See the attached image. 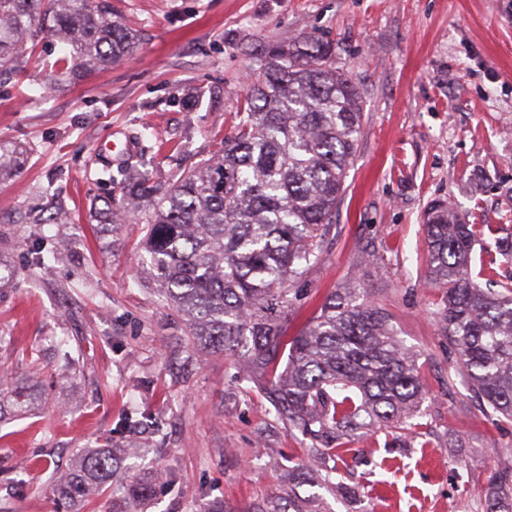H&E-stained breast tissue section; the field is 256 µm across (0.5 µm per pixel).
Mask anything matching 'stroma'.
Here are the masks:
<instances>
[{"label":"stroma","instance_id":"obj_1","mask_svg":"<svg viewBox=\"0 0 512 512\" xmlns=\"http://www.w3.org/2000/svg\"><path fill=\"white\" fill-rule=\"evenodd\" d=\"M134 49L103 70L52 82L51 38L0 84V142L22 151L0 183V372L42 351L43 401L0 417V512H57L54 479L82 449L111 448L121 474L149 486L139 512H253L283 503L310 441L237 376L232 357H187L141 251L137 213L102 224L121 199L108 172L159 180L217 152L256 79L263 46L312 34L358 85L364 123L324 260L288 313L301 329L332 290L356 285L417 354L415 427L354 437L337 479L299 488L313 512H484L480 489L512 452V422L484 411L435 317L422 264V213L452 201L481 225L473 256L512 278L497 240L512 236V0H112ZM130 151L107 161L108 144ZM54 261L35 263L37 244ZM375 245L374 260L363 252ZM148 423L127 427V415Z\"/></svg>","mask_w":512,"mask_h":512}]
</instances>
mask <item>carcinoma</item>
Here are the masks:
<instances>
[{"label":"carcinoma","mask_w":512,"mask_h":512,"mask_svg":"<svg viewBox=\"0 0 512 512\" xmlns=\"http://www.w3.org/2000/svg\"><path fill=\"white\" fill-rule=\"evenodd\" d=\"M45 33L89 67L134 48L109 0H0V81L20 82V57ZM258 79L215 155L175 183L141 174L126 199L147 198L141 247L167 306L184 317L194 349L231 353L282 422L308 436L313 460L341 457L363 430L421 415L414 353L389 314L354 286L336 288L307 324L288 333L293 284L320 264L361 136L357 85L336 67L332 44L304 35L260 54ZM0 143V181L16 172ZM479 227L445 200L423 213L428 277L440 291L436 315L470 389L491 414L512 420V284L482 288L471 274ZM38 376L0 381V406L35 409ZM112 451H82L55 492L71 501L93 489L112 494V512H137L149 488L118 479ZM486 512H512V462L481 489ZM259 512H312L310 498Z\"/></svg>","instance_id":"cac0c4a2"}]
</instances>
